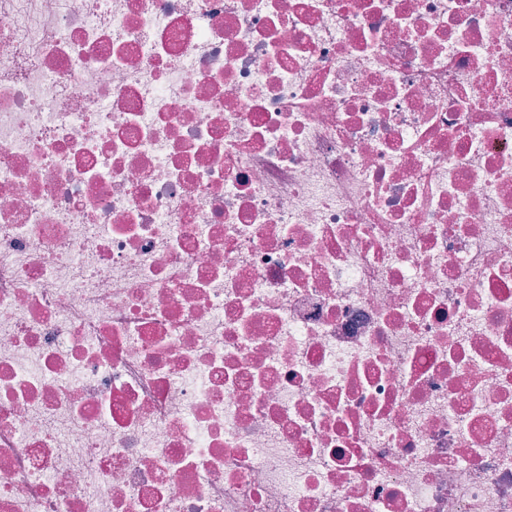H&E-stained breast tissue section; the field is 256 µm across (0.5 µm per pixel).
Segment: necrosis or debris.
Masks as SVG:
<instances>
[{"label":"necrosis or debris","instance_id":"1","mask_svg":"<svg viewBox=\"0 0 512 512\" xmlns=\"http://www.w3.org/2000/svg\"><path fill=\"white\" fill-rule=\"evenodd\" d=\"M0 512H512V0H0Z\"/></svg>","mask_w":512,"mask_h":512}]
</instances>
